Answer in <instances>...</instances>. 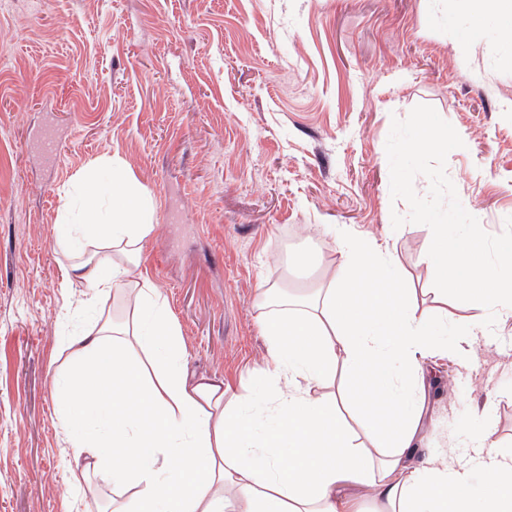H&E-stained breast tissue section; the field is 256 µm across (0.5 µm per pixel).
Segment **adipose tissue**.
Masks as SVG:
<instances>
[{
	"label": "adipose tissue",
	"mask_w": 512,
	"mask_h": 512,
	"mask_svg": "<svg viewBox=\"0 0 512 512\" xmlns=\"http://www.w3.org/2000/svg\"><path fill=\"white\" fill-rule=\"evenodd\" d=\"M451 22L462 43L497 33L512 52V0H471ZM74 184L76 212L55 234L79 255L63 272L85 281L94 326L72 338L53 386L84 465L127 492L114 512H512V453L493 431L476 437V458L422 455L435 424L423 360L447 333L448 296L511 318L512 239L492 250L430 215L428 317L415 289L398 287L387 248L337 237L311 284L260 287L265 366L233 395L189 373L180 330L140 269L151 191L115 159ZM112 294L131 298L130 315L97 313Z\"/></svg>",
	"instance_id": "obj_1"
}]
</instances>
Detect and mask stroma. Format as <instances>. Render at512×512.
Masks as SVG:
<instances>
[{
	"instance_id": "obj_1",
	"label": "stroma",
	"mask_w": 512,
	"mask_h": 512,
	"mask_svg": "<svg viewBox=\"0 0 512 512\" xmlns=\"http://www.w3.org/2000/svg\"><path fill=\"white\" fill-rule=\"evenodd\" d=\"M512 55L459 45L429 0H12L0 11V512H112L83 474L52 378L86 328L65 319L56 224L90 163L119 156L160 207L142 268L189 372L250 387L264 366L260 285L305 280L299 255L376 240L430 287L426 213L512 237ZM431 116L462 152L410 151ZM54 127L57 162L35 143ZM475 364L456 347L475 321ZM425 453L467 459L492 428L512 450V318L448 300Z\"/></svg>"
}]
</instances>
